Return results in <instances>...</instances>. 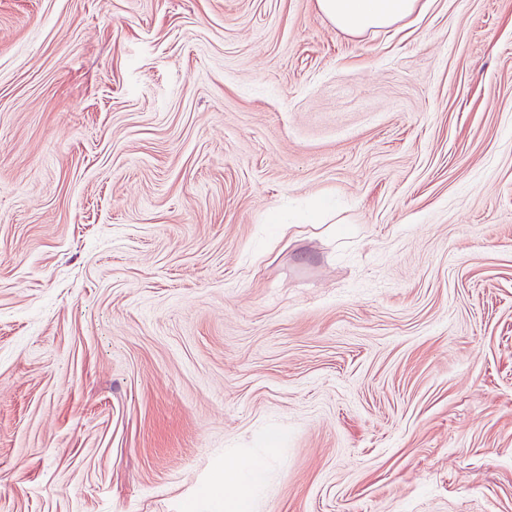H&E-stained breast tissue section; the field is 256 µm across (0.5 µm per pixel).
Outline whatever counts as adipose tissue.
<instances>
[{
	"instance_id": "adipose-tissue-1",
	"label": "adipose tissue",
	"mask_w": 512,
	"mask_h": 512,
	"mask_svg": "<svg viewBox=\"0 0 512 512\" xmlns=\"http://www.w3.org/2000/svg\"><path fill=\"white\" fill-rule=\"evenodd\" d=\"M318 12L340 31L360 37L410 19L421 11V0H316ZM239 479L232 496L224 500V512H252L254 495L265 483L262 462L238 467Z\"/></svg>"
}]
</instances>
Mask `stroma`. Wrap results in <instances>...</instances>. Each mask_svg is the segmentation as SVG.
I'll return each instance as SVG.
<instances>
[{
	"label": "stroma",
	"mask_w": 512,
	"mask_h": 512,
	"mask_svg": "<svg viewBox=\"0 0 512 512\" xmlns=\"http://www.w3.org/2000/svg\"><path fill=\"white\" fill-rule=\"evenodd\" d=\"M255 457L253 512H512V0H0V512ZM318 12L340 31L360 37L410 19L421 0H316Z\"/></svg>",
	"instance_id": "35a3bbf8"
}]
</instances>
